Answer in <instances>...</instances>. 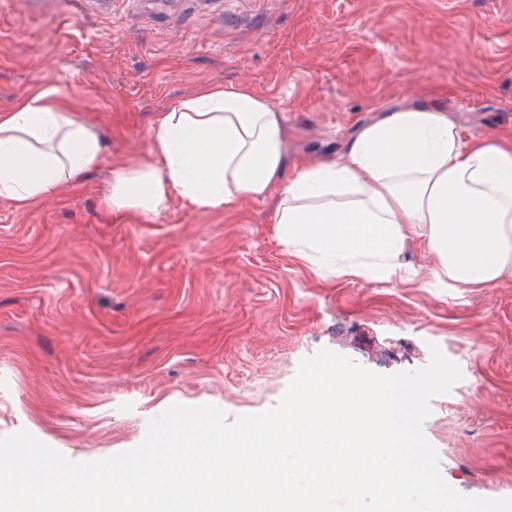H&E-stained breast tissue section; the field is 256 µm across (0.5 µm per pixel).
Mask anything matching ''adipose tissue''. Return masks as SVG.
Instances as JSON below:
<instances>
[{
    "mask_svg": "<svg viewBox=\"0 0 512 512\" xmlns=\"http://www.w3.org/2000/svg\"><path fill=\"white\" fill-rule=\"evenodd\" d=\"M281 112L243 87L202 89L152 124L147 158L115 170L106 207L150 218L277 196L276 233L312 270L384 280L416 250L437 277L485 289L512 277V141L465 138L447 112L394 107L340 160L287 167ZM98 136L56 88L0 113V198L37 201L97 165Z\"/></svg>",
    "mask_w": 512,
    "mask_h": 512,
    "instance_id": "1",
    "label": "adipose tissue"
}]
</instances>
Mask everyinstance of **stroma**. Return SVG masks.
Segmentation results:
<instances>
[{"mask_svg": "<svg viewBox=\"0 0 512 512\" xmlns=\"http://www.w3.org/2000/svg\"><path fill=\"white\" fill-rule=\"evenodd\" d=\"M0 0V112L46 86L102 159L24 209L0 199V436L87 462L138 445L174 405L228 420L276 405L323 348L383 374L437 345L462 373L423 423L461 493L512 498V278L322 277L279 241L276 197L150 220L104 204L144 159L156 113L243 86L283 114L289 163L341 158L388 107H437L512 138V0H117L81 24L67 0Z\"/></svg>", "mask_w": 512, "mask_h": 512, "instance_id": "35a3bbf8", "label": "stroma"}]
</instances>
